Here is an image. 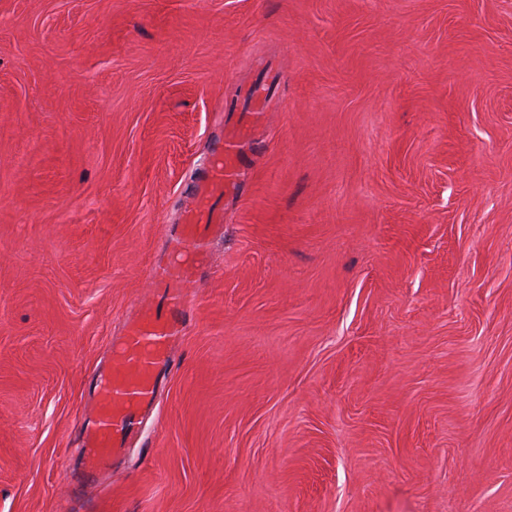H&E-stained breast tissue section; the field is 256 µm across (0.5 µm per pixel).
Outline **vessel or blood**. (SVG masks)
<instances>
[{
    "instance_id": "1",
    "label": "vessel or blood",
    "mask_w": 512,
    "mask_h": 512,
    "mask_svg": "<svg viewBox=\"0 0 512 512\" xmlns=\"http://www.w3.org/2000/svg\"><path fill=\"white\" fill-rule=\"evenodd\" d=\"M269 84L239 86V97L248 103L245 121L210 140L180 230L166 244L168 258L148 271L155 289L121 337L119 353L94 373L91 404L78 422L80 465L67 474V482L84 487L111 477L116 461L156 408L159 381L173 368L170 350L184 338L191 320L188 299L210 253V234L224 224L225 199L242 192L256 151L254 133L265 123Z\"/></svg>"
}]
</instances>
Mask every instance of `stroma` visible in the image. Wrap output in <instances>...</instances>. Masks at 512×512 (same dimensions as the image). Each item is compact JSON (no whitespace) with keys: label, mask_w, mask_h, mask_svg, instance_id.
Masks as SVG:
<instances>
[{"label":"stroma","mask_w":512,"mask_h":512,"mask_svg":"<svg viewBox=\"0 0 512 512\" xmlns=\"http://www.w3.org/2000/svg\"><path fill=\"white\" fill-rule=\"evenodd\" d=\"M279 67L114 512H512V0H0V512H66L89 375L230 84Z\"/></svg>","instance_id":"stroma-1"}]
</instances>
